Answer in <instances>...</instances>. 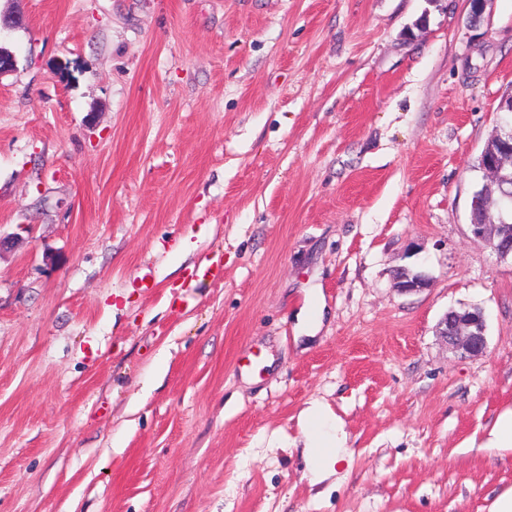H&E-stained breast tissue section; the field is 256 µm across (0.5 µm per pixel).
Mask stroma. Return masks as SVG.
I'll use <instances>...</instances> for the list:
<instances>
[{
    "label": "stroma",
    "mask_w": 512,
    "mask_h": 512,
    "mask_svg": "<svg viewBox=\"0 0 512 512\" xmlns=\"http://www.w3.org/2000/svg\"><path fill=\"white\" fill-rule=\"evenodd\" d=\"M470 12L0 0V512H490L512 451L461 446L512 409V256L469 216L512 0ZM467 305L480 357L436 334ZM315 401L352 462L312 486ZM324 303L314 305L312 308L309 303L306 304L297 315L299 334L305 332L308 337L315 336L314 334L320 329L323 319Z\"/></svg>",
    "instance_id": "stroma-1"
}]
</instances>
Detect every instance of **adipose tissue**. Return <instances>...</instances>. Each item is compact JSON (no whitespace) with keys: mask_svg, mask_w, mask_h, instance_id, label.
I'll use <instances>...</instances> for the list:
<instances>
[{"mask_svg":"<svg viewBox=\"0 0 512 512\" xmlns=\"http://www.w3.org/2000/svg\"><path fill=\"white\" fill-rule=\"evenodd\" d=\"M342 428L323 408L308 410L304 415L306 454L310 460V481L317 484L337 473L338 465L350 451L341 434Z\"/></svg>","mask_w":512,"mask_h":512,"instance_id":"ef3b65f1","label":"adipose tissue"}]
</instances>
